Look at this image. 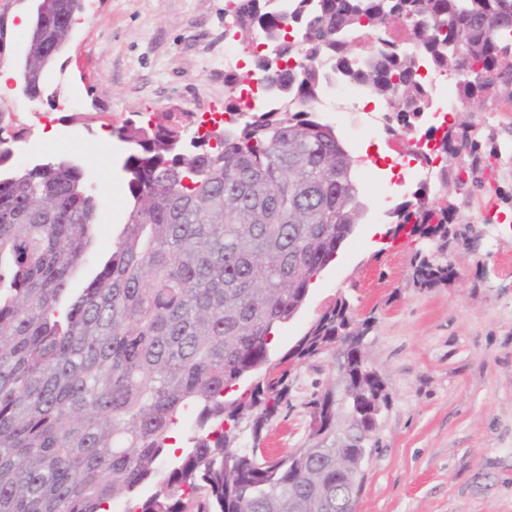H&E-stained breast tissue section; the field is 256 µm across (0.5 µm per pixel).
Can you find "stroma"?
Listing matches in <instances>:
<instances>
[{"instance_id":"obj_1","label":"stroma","mask_w":512,"mask_h":512,"mask_svg":"<svg viewBox=\"0 0 512 512\" xmlns=\"http://www.w3.org/2000/svg\"><path fill=\"white\" fill-rule=\"evenodd\" d=\"M225 0H81L72 37L47 74L48 97L20 90L0 95V114L22 135L11 167L45 158L80 160L103 204L95 249L111 248L131 204L122 162L127 144L110 137L125 123L147 124L161 112H189L188 133L203 113L224 109ZM37 0H0V68H18ZM479 149L490 157L483 191L449 187L447 199L481 234L477 250L449 257L456 277L419 291L408 282L416 242L370 237L392 228L394 208L417 181L396 185L383 139L359 137V118H330L353 156L367 211L336 258L320 273L301 310L283 325L275 352L346 296L358 317L374 316L368 358L387 379L378 448L365 465L356 512H512V99H474ZM327 360L301 367L293 409L270 427L271 453L299 447L304 407Z\"/></svg>"}]
</instances>
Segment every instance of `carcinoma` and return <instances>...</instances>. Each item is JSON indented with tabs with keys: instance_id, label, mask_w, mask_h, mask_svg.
<instances>
[{
	"instance_id": "cac0c4a2",
	"label": "carcinoma",
	"mask_w": 512,
	"mask_h": 512,
	"mask_svg": "<svg viewBox=\"0 0 512 512\" xmlns=\"http://www.w3.org/2000/svg\"><path fill=\"white\" fill-rule=\"evenodd\" d=\"M49 19L30 35L21 85L42 95L38 65L63 53L60 14L80 0H39ZM395 19L409 49L366 48ZM296 39L286 40L283 21ZM241 42L279 47L285 65L255 59L253 79L278 84L279 107L185 141L189 112L112 130L132 148L123 163L131 207L110 251L91 252L101 207L86 168L61 159L10 168L16 135L0 126V512H345L336 487L359 497L376 447L387 382L368 359L374 317L339 297L279 357L270 343L303 306L309 285L353 233L364 207L354 162L316 115L321 58L368 56L351 73L390 108L401 136L417 134L429 98L422 61L457 77L460 100L512 97V0H239ZM476 124L441 150L483 186ZM392 238L420 243L419 291L448 285L455 244L478 247L456 212L418 191L395 212ZM90 274L70 287L80 270ZM330 358L331 376L305 403L304 442L270 457L269 427L293 407V372ZM194 434L176 453L179 419Z\"/></svg>"
}]
</instances>
